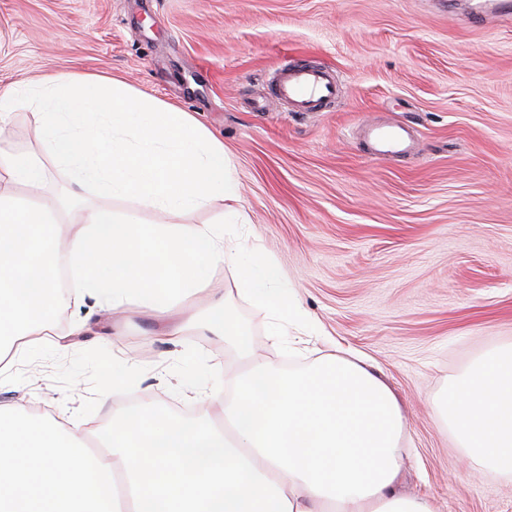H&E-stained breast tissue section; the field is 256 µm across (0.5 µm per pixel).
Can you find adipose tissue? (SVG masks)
<instances>
[{
  "label": "adipose tissue",
  "mask_w": 512,
  "mask_h": 512,
  "mask_svg": "<svg viewBox=\"0 0 512 512\" xmlns=\"http://www.w3.org/2000/svg\"><path fill=\"white\" fill-rule=\"evenodd\" d=\"M19 102L36 110L41 153L76 192L135 198L158 220L99 206L59 214L38 199L41 154L0 152V176L29 194L0 192V380L54 313L61 263L74 295L115 310L133 296L159 315L179 295L224 305L211 272L230 264L240 294L298 316L267 255L230 247L214 225L176 223L218 197L233 223L247 221L224 144L195 116L109 76L54 73L0 93V140ZM213 333L248 362L223 426L141 407L113 418L97 453L80 429L0 404V512H431L393 490L402 410L371 369L332 354L287 373L256 355L232 316ZM437 409L470 457L512 471V345L452 383Z\"/></svg>",
  "instance_id": "ef3b65f1"
}]
</instances>
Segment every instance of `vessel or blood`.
<instances>
[{"mask_svg":"<svg viewBox=\"0 0 512 512\" xmlns=\"http://www.w3.org/2000/svg\"><path fill=\"white\" fill-rule=\"evenodd\" d=\"M505 14H512V0H489L484 9L470 14L469 19L472 23L488 26ZM269 86L273 97L294 112L322 111L339 92L335 71L315 62L283 61ZM362 133L372 140L376 156L390 158L406 149V132L400 125L368 122Z\"/></svg>","mask_w":512,"mask_h":512,"instance_id":"vessel-or-blood-1","label":"vessel or blood"}]
</instances>
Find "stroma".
<instances>
[{
    "instance_id": "obj_1",
    "label": "stroma",
    "mask_w": 512,
    "mask_h": 512,
    "mask_svg": "<svg viewBox=\"0 0 512 512\" xmlns=\"http://www.w3.org/2000/svg\"><path fill=\"white\" fill-rule=\"evenodd\" d=\"M0 0V84L44 74H109L192 113L224 143L247 225L224 205L184 213L223 222L225 238L280 268L292 322L236 293L233 266L212 271L228 310L264 358L299 366L342 348L390 387L404 414L394 490L433 512H512V472L468 459L435 402L473 363L512 344V17L465 22L479 0ZM336 70L327 112L261 106L284 58ZM395 121L416 144L377 158L359 125ZM32 108L14 107L0 150L36 148ZM128 305L101 312L64 292L39 337L0 382V403L83 431L147 405L224 417V384L244 376L237 350ZM86 325L70 335L72 322ZM69 336L60 346L59 333ZM108 400H100L102 387Z\"/></svg>"
}]
</instances>
